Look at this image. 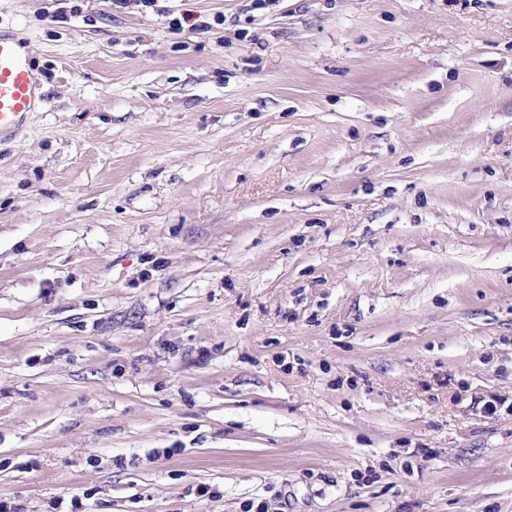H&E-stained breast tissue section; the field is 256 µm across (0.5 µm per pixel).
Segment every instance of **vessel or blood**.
<instances>
[{
  "mask_svg": "<svg viewBox=\"0 0 512 512\" xmlns=\"http://www.w3.org/2000/svg\"><path fill=\"white\" fill-rule=\"evenodd\" d=\"M40 81L30 52L10 32L0 30V135H9L36 109Z\"/></svg>",
  "mask_w": 512,
  "mask_h": 512,
  "instance_id": "obj_1",
  "label": "vessel or blood"
}]
</instances>
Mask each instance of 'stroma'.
<instances>
[{
	"label": "stroma",
	"instance_id": "stroma-1",
	"mask_svg": "<svg viewBox=\"0 0 512 512\" xmlns=\"http://www.w3.org/2000/svg\"><path fill=\"white\" fill-rule=\"evenodd\" d=\"M0 28L43 95L0 136V501L512 512V0Z\"/></svg>",
	"mask_w": 512,
	"mask_h": 512
}]
</instances>
